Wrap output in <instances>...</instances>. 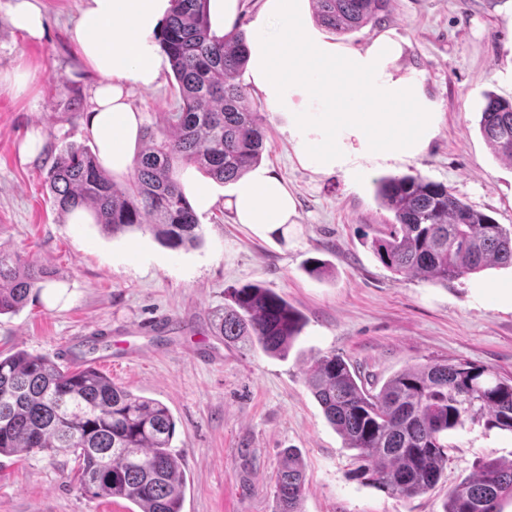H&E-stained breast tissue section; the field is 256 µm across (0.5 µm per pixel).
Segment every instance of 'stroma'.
Returning <instances> with one entry per match:
<instances>
[{
  "label": "stroma",
  "mask_w": 512,
  "mask_h": 512,
  "mask_svg": "<svg viewBox=\"0 0 512 512\" xmlns=\"http://www.w3.org/2000/svg\"><path fill=\"white\" fill-rule=\"evenodd\" d=\"M85 0H39L45 38L25 39L0 0V70L28 59L39 78L27 91L0 90V249L50 267L54 276L20 311L0 315V352L25 350L68 366L88 340L100 372L119 387L162 402L176 423L173 445L186 477L182 512H274L278 461L295 449L306 471L301 512H443L449 488L478 461L512 459V435L467 425L450 433L439 484L410 499L352 480V450L310 392L313 360L341 356L368 384L381 386L409 366L467 360L512 378V309L497 304L512 289L511 268H489L446 283L404 278L386 269L362 237L393 221L376 199V181L418 174L450 187L496 223L512 226V164L497 157L479 129L485 93L512 99V0H393L383 28L408 43L404 68L424 78L440 114L423 155L357 179L315 173L295 156L287 114L249 98L267 128L261 167L283 179L296 214L279 233L236 223L232 187L197 168L181 170L187 195L216 198L199 214L202 239L181 249L148 231L110 235L72 224L53 203L48 171L64 146H89L83 131L96 78L69 31ZM380 28V29H383ZM380 29L338 36L361 47ZM178 97L171 69L155 88L133 89L145 125H162ZM43 152L23 161L30 129ZM482 293H475L476 284ZM274 290L305 317L286 358L225 345L210 313L227 289ZM73 456L0 457V512H137L123 498L90 497L75 479Z\"/></svg>",
  "instance_id": "35a3bbf8"
}]
</instances>
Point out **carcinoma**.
<instances>
[{
	"label": "carcinoma",
	"mask_w": 512,
	"mask_h": 512,
	"mask_svg": "<svg viewBox=\"0 0 512 512\" xmlns=\"http://www.w3.org/2000/svg\"><path fill=\"white\" fill-rule=\"evenodd\" d=\"M392 0H316L318 21L338 35L389 13ZM179 100L164 123L143 131L146 146L118 183L97 156L70 145L49 171L54 202L83 207L114 234L150 231L170 248L201 239L178 166L233 183L260 163L266 128L237 77L248 65L244 34L219 35L209 0H172L160 36ZM479 128L501 159L512 162V102L485 95ZM376 197L394 223L371 247L393 274L444 283L493 267H512V229L473 209L445 184L420 175L376 181ZM51 271L0 249V315L24 307ZM231 304L211 314L226 345L258 347L284 357L304 319L283 297L248 285L227 289ZM307 384L345 447L356 451L352 478L410 499L434 488L448 462L444 438L471 422L512 434V379L466 361L407 367L379 391L367 389L341 357L315 360ZM176 424L159 401L116 386L92 363L63 367L19 350L0 356V455L72 454L91 497H122L139 512H182ZM305 468L283 452L276 512H301ZM512 499V460H482L477 473L448 490L443 512H503Z\"/></svg>",
	"instance_id": "cac0c4a2"
}]
</instances>
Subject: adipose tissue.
<instances>
[{"label": "adipose tissue", "instance_id": "1", "mask_svg": "<svg viewBox=\"0 0 512 512\" xmlns=\"http://www.w3.org/2000/svg\"><path fill=\"white\" fill-rule=\"evenodd\" d=\"M170 8L171 0H85L70 31L98 78L84 128L111 173L133 166L143 118L128 92L157 83L165 65L157 36ZM311 11V0H262L249 42L250 84L273 111L290 116L298 162L355 178L417 158L436 136L439 115L423 78L401 64L404 40L389 31L346 47L310 24ZM6 16L25 38L45 37L36 0H9ZM226 205L238 223L272 231L295 213L287 186L266 169L239 178Z\"/></svg>", "mask_w": 512, "mask_h": 512}]
</instances>
